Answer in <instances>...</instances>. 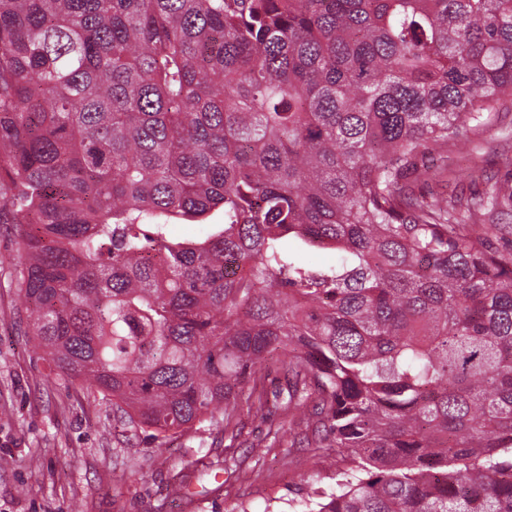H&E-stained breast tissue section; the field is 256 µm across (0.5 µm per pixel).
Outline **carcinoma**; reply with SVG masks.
Returning <instances> with one entry per match:
<instances>
[{
  "label": "carcinoma",
  "mask_w": 512,
  "mask_h": 512,
  "mask_svg": "<svg viewBox=\"0 0 512 512\" xmlns=\"http://www.w3.org/2000/svg\"><path fill=\"white\" fill-rule=\"evenodd\" d=\"M509 99L512 0H0L33 335L156 442L270 415L281 351L350 459L292 512H512V262L409 188ZM262 371L266 375V386L269 397L272 399L271 392L286 386V368L283 358L277 352L266 355Z\"/></svg>",
  "instance_id": "carcinoma-1"
}]
</instances>
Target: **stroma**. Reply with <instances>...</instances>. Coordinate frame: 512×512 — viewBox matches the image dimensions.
<instances>
[{
  "mask_svg": "<svg viewBox=\"0 0 512 512\" xmlns=\"http://www.w3.org/2000/svg\"><path fill=\"white\" fill-rule=\"evenodd\" d=\"M415 163L448 169L415 191L498 225L491 244L512 258V113ZM12 278L0 265V512H289V499L335 486V449L308 447L297 412L242 416L234 439L207 419L160 448L128 439L100 394L45 360Z\"/></svg>",
  "mask_w": 512,
  "mask_h": 512,
  "instance_id": "35a3bbf8",
  "label": "stroma"
}]
</instances>
